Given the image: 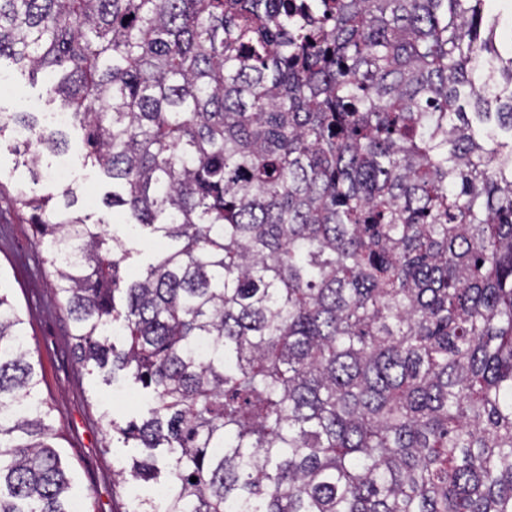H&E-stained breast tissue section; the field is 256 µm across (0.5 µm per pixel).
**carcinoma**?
<instances>
[{"label":"carcinoma","mask_w":512,"mask_h":512,"mask_svg":"<svg viewBox=\"0 0 512 512\" xmlns=\"http://www.w3.org/2000/svg\"><path fill=\"white\" fill-rule=\"evenodd\" d=\"M485 0H0V57L112 179L14 198L77 361L149 416L136 512H512V48ZM33 178L67 146L0 113ZM0 291V512H75ZM197 478L191 482L190 478ZM159 241L150 239L146 235L134 236L129 243L131 255L129 259L121 265L122 273L124 271L135 272L142 269L144 265L161 249Z\"/></svg>","instance_id":"1"}]
</instances>
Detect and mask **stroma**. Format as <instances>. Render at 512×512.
<instances>
[{
	"instance_id": "obj_1",
	"label": "stroma",
	"mask_w": 512,
	"mask_h": 512,
	"mask_svg": "<svg viewBox=\"0 0 512 512\" xmlns=\"http://www.w3.org/2000/svg\"><path fill=\"white\" fill-rule=\"evenodd\" d=\"M50 101L44 77L32 78L11 59L0 58V113L59 111ZM70 185L78 190V206L93 219L105 221L108 232H125L122 218L103 203L112 189L98 167L85 160L82 133L72 130L65 155ZM0 287L20 309L27 339L38 364L39 394L52 407L59 431L57 444L73 479L80 512H132L134 504L113 473L129 459L131 448L121 442L104 447L101 428L104 414L124 422L141 417L146 406L133 399L117 404L113 389L96 381L76 361L70 336L71 321L55 296V274L44 263V251L35 242L28 211L15 207L14 197L58 193L51 176L32 183L27 167L19 163L10 138L0 139Z\"/></svg>"
}]
</instances>
